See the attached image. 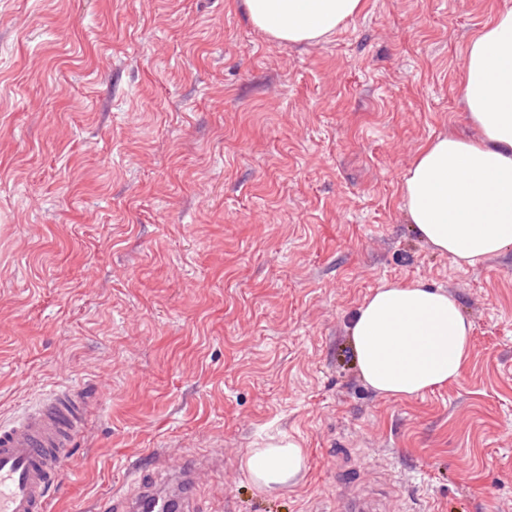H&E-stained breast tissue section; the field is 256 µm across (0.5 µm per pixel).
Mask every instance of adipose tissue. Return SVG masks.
Wrapping results in <instances>:
<instances>
[{
	"instance_id": "obj_1",
	"label": "adipose tissue",
	"mask_w": 512,
	"mask_h": 512,
	"mask_svg": "<svg viewBox=\"0 0 512 512\" xmlns=\"http://www.w3.org/2000/svg\"><path fill=\"white\" fill-rule=\"evenodd\" d=\"M250 23L284 43H313L363 9V0H240ZM461 92L475 138L429 140L403 181L408 222L457 266L512 246V10L497 12L466 49ZM473 326L447 291L419 280L387 281L368 295L350 327L359 374L380 395L410 398L457 380ZM293 440L249 449L254 484L273 490L305 470Z\"/></svg>"
}]
</instances>
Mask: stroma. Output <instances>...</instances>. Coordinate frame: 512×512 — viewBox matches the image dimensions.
<instances>
[{
	"instance_id": "1",
	"label": "stroma",
	"mask_w": 512,
	"mask_h": 512,
	"mask_svg": "<svg viewBox=\"0 0 512 512\" xmlns=\"http://www.w3.org/2000/svg\"><path fill=\"white\" fill-rule=\"evenodd\" d=\"M512 0H364L316 43L237 0H0V420L57 383L94 412L50 512L211 457L202 512H512V249L459 267L407 220L418 149L477 131L472 37ZM423 280L473 324L457 381L398 399L348 326ZM307 465L262 492L244 459ZM307 458L304 448L293 440L269 443L264 448L249 449L246 468L254 484L264 490H273L293 483L305 470Z\"/></svg>"
}]
</instances>
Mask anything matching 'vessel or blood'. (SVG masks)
I'll return each instance as SVG.
<instances>
[{
	"label": "vessel or blood",
	"instance_id": "obj_1",
	"mask_svg": "<svg viewBox=\"0 0 512 512\" xmlns=\"http://www.w3.org/2000/svg\"><path fill=\"white\" fill-rule=\"evenodd\" d=\"M92 409L84 387L59 383L14 421L0 424V512H48L64 453L84 432ZM198 470L192 457L170 468L176 512H198ZM136 484L134 495L103 498L101 512H142L147 501L161 499L155 480Z\"/></svg>",
	"mask_w": 512,
	"mask_h": 512
}]
</instances>
